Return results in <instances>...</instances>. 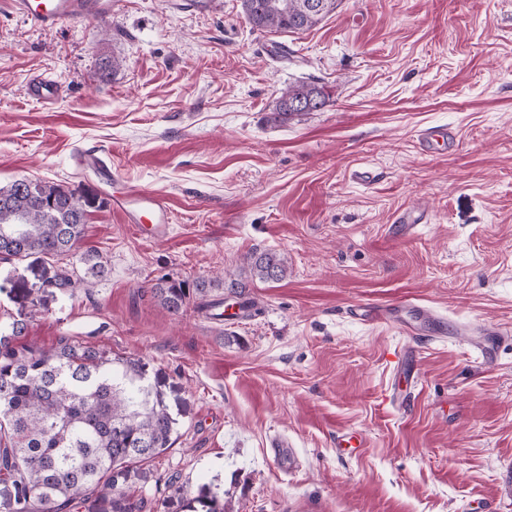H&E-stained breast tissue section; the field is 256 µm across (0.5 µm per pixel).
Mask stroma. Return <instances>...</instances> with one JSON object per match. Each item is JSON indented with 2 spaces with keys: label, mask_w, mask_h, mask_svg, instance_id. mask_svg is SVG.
<instances>
[{
  "label": "stroma",
  "mask_w": 512,
  "mask_h": 512,
  "mask_svg": "<svg viewBox=\"0 0 512 512\" xmlns=\"http://www.w3.org/2000/svg\"><path fill=\"white\" fill-rule=\"evenodd\" d=\"M45 72L63 87L50 105L27 94ZM301 81L325 108L271 122ZM439 125L454 149L422 153L418 131ZM84 147L116 180L74 162ZM21 177L82 200L78 249L108 273L64 292L44 287L57 266L41 255L0 262V322L25 320L34 347L68 338L146 363L177 430L141 489L151 512H188L204 486L226 512H512V0H341L276 34L240 0H121L54 30L0 0V184ZM131 185L169 202L164 239L113 210ZM414 206L427 221L397 233ZM265 250L288 277L255 282L258 311L234 325L172 315L148 290L238 274ZM401 301L442 318V338L351 315ZM477 326L504 334L493 362Z\"/></svg>",
  "instance_id": "35a3bbf8"
}]
</instances>
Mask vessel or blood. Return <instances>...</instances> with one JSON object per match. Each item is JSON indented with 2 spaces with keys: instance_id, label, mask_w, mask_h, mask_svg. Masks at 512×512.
<instances>
[{
  "instance_id": "b4317fda",
  "label": "vessel or blood",
  "mask_w": 512,
  "mask_h": 512,
  "mask_svg": "<svg viewBox=\"0 0 512 512\" xmlns=\"http://www.w3.org/2000/svg\"><path fill=\"white\" fill-rule=\"evenodd\" d=\"M115 3L116 0H11L17 14L34 20L46 29L57 28L78 18H111ZM61 93V86L47 76L34 77L28 87L29 96L44 104L52 103ZM417 144L424 153L431 152L438 145L452 148L456 145V135L445 127H428L420 131ZM112 204L124 214L127 223H148L150 234L155 238L167 235L172 212L163 197L131 187L125 194L113 197ZM361 318L365 321L385 319L396 323L404 334L415 332L414 325L400 320L396 308L392 306L366 308Z\"/></svg>"
}]
</instances>
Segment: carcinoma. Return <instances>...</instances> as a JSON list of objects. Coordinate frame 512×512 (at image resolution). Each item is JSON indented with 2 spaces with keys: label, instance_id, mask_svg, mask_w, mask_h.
Here are the masks:
<instances>
[{
  "label": "carcinoma",
  "instance_id": "obj_1",
  "mask_svg": "<svg viewBox=\"0 0 512 512\" xmlns=\"http://www.w3.org/2000/svg\"><path fill=\"white\" fill-rule=\"evenodd\" d=\"M339 0H240L241 11L262 32L308 30L334 13ZM314 83L280 90L272 120L284 122L326 106ZM86 210L61 184L14 180L0 185V259L21 261L40 254L49 261L75 254L86 232ZM107 273L100 255L88 250L48 285L73 288ZM288 278V260L269 250L246 257L233 278L201 277L188 284L161 280L154 299L178 315L195 300L203 313L216 296L231 295L244 310L254 280ZM22 320L0 325V482L14 490V512H68L76 502L89 512H145L133 493L147 482L143 464L172 447L175 420L163 393L132 356L62 340L51 348L18 345ZM202 512H225L217 496L201 490Z\"/></svg>",
  "mask_w": 512,
  "mask_h": 512
}]
</instances>
